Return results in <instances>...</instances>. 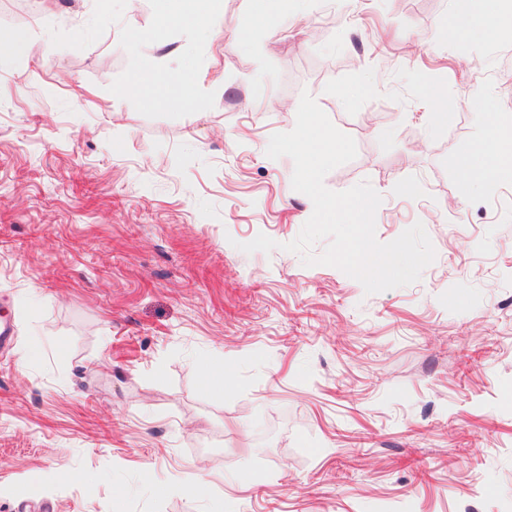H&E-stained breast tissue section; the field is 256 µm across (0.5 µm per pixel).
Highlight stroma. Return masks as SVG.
Instances as JSON below:
<instances>
[{"instance_id":"obj_1","label":"stroma","mask_w":512,"mask_h":512,"mask_svg":"<svg viewBox=\"0 0 512 512\" xmlns=\"http://www.w3.org/2000/svg\"><path fill=\"white\" fill-rule=\"evenodd\" d=\"M93 8L0 0L29 34L0 64V512H512V179L462 182L512 117V30L458 42L452 0H278L259 27L224 0L213 108L149 118L109 90L149 0L53 46ZM305 91L357 145L326 187L370 183L379 241L423 224L418 282L368 295L284 251L313 204L266 148ZM261 233L279 249L241 251ZM225 373L224 363L203 369L201 373L202 389L210 395H220L224 393Z\"/></svg>"}]
</instances>
